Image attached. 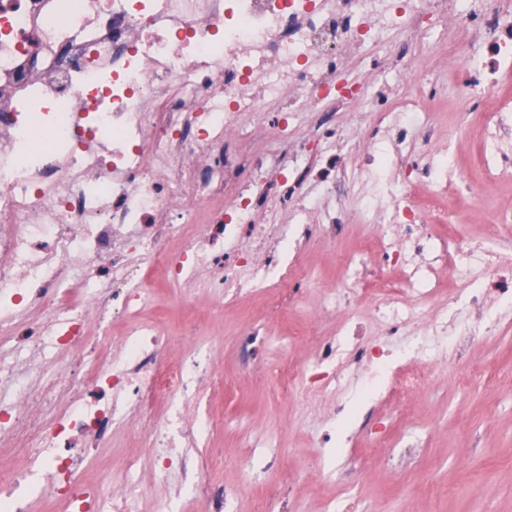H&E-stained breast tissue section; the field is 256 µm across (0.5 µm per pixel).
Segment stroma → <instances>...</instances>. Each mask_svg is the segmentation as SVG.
Wrapping results in <instances>:
<instances>
[{
  "label": "stroma",
  "instance_id": "stroma-1",
  "mask_svg": "<svg viewBox=\"0 0 512 512\" xmlns=\"http://www.w3.org/2000/svg\"><path fill=\"white\" fill-rule=\"evenodd\" d=\"M302 262L310 271L300 305L290 323H269L270 341L256 356L242 360L234 318L212 325L223 341L213 362L228 387L206 401L220 424L212 447L224 452V483L238 490L234 512H257L267 499L280 512H512V380L484 382L512 372V316L472 337L466 358L440 383L378 403L387 447L350 440L344 429L335 447L323 448L316 439L329 422L325 401L282 396L274 376L287 358L310 361L309 350L285 347L282 339L316 319L325 288L342 276L321 246ZM276 452L279 467L261 471ZM243 460L255 466L247 482Z\"/></svg>",
  "mask_w": 512,
  "mask_h": 512
}]
</instances>
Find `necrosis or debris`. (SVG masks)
<instances>
[{"instance_id":"necrosis-or-debris-1","label":"necrosis or debris","mask_w":512,"mask_h":512,"mask_svg":"<svg viewBox=\"0 0 512 512\" xmlns=\"http://www.w3.org/2000/svg\"><path fill=\"white\" fill-rule=\"evenodd\" d=\"M460 28L480 206L512 175V0H0V512L38 497L49 512H138L144 463L170 500L232 505L223 457L197 452L215 431L198 395L224 375L197 347L171 356L166 321L144 316L160 287L193 284L186 302L217 311L258 296L285 316L302 252L361 224L374 235L341 255L336 293L367 295L386 337L424 299L433 337L457 350L489 300L512 304V249L438 230L464 174L429 55L454 51ZM342 146L353 167L337 166ZM357 172L366 205L352 211L336 199ZM366 334L354 311L295 331L313 364L279 365L280 392H327L339 366L385 395L434 381ZM120 430L146 455L105 488L87 471Z\"/></svg>"}]
</instances>
